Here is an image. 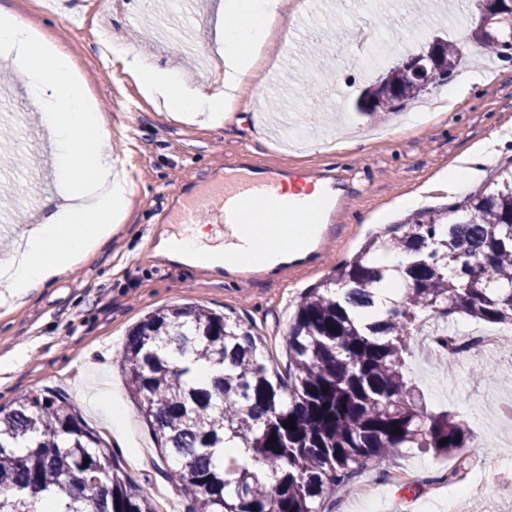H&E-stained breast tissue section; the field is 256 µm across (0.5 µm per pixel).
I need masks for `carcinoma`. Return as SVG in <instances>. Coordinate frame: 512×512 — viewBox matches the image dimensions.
I'll return each mask as SVG.
<instances>
[{
  "label": "carcinoma",
  "instance_id": "1",
  "mask_svg": "<svg viewBox=\"0 0 512 512\" xmlns=\"http://www.w3.org/2000/svg\"><path fill=\"white\" fill-rule=\"evenodd\" d=\"M471 38L511 61L512 15L477 25ZM419 56L426 82L393 64L357 111L401 109L452 78L462 60L437 36ZM387 235L304 292L288 329L285 376L266 366L251 327L201 305L152 311L131 329L120 366L161 460L175 466L167 476L185 512H323L359 470L401 448L459 458L474 447L467 421L432 409L409 381L406 359L425 313L443 324L436 357L449 360L458 320L512 328V166L494 171L484 190L412 214ZM392 250L408 256V288L386 317L362 324L357 315L374 310L386 278L375 255ZM187 355L228 370L193 384L173 360ZM39 496L48 512H157L100 432L49 389L0 408V500L10 512H34Z\"/></svg>",
  "mask_w": 512,
  "mask_h": 512
}]
</instances>
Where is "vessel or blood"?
I'll use <instances>...</instances> for the list:
<instances>
[{"label":"vessel or blood","mask_w":512,"mask_h":512,"mask_svg":"<svg viewBox=\"0 0 512 512\" xmlns=\"http://www.w3.org/2000/svg\"><path fill=\"white\" fill-rule=\"evenodd\" d=\"M240 166L239 160L225 161L224 174L213 175L211 187L193 192L177 191L179 223H197L200 214L204 213L229 230L237 224L242 207L256 202L274 203L287 228L285 241L288 248H305L313 255L321 253L324 242L333 233L336 212L350 191L336 172L301 168L272 171L256 166L251 175L240 177L236 174ZM317 183L326 187L325 204L320 213L322 224L317 231L296 236L293 227L309 214V195Z\"/></svg>","instance_id":"vessel-or-blood-1"}]
</instances>
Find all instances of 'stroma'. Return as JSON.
<instances>
[{
	"label": "stroma",
	"mask_w": 512,
	"mask_h": 512,
	"mask_svg": "<svg viewBox=\"0 0 512 512\" xmlns=\"http://www.w3.org/2000/svg\"><path fill=\"white\" fill-rule=\"evenodd\" d=\"M155 0H55L53 11L32 24L73 59L102 103L113 153L131 186L128 216L108 247L87 255L52 287L33 293L13 308L0 307V407L21 394L47 389L64 393L123 460L127 473L153 497L157 512H184L182 497L159 469L156 442L131 402L118 360L129 330L149 311L194 301L248 323L264 342L270 367L288 365V324L307 288L334 275L367 241L407 215L402 205L414 197L418 208L453 204L459 193L444 183L451 168L472 170L473 188L512 159V63L485 56L470 34L479 17L476 0H288V42H271L262 52L268 78L254 104L234 112L223 129L213 130L157 111L119 65L101 62L96 27L128 35L141 33L132 51L151 66L177 70L201 92L224 88V66L204 73L196 53L186 50V18L201 32L200 49L212 52L224 23V0H182L167 21L170 35L155 40L149 27ZM460 46L471 69L489 71L486 84L462 95L435 122L404 129V120L368 119L355 102L380 74L370 64L379 57L393 64L420 49L419 31ZM368 41L351 49L358 32ZM499 134L492 161L480 148ZM245 155L266 168L336 169L354 188L336 217V232L322 257L307 267L278 259L267 276L245 283L223 268L170 257L162 248L146 251L147 238L165 239L181 230L172 221L168 194L178 185L198 190L225 156ZM481 359L464 360L448 389L435 386L417 358H409L412 379L429 404L464 416L483 438L470 458L471 469L512 466V446L496 429L499 409L490 388H512V379L476 382ZM117 400L127 413L124 433H115L105 406ZM423 448H402L381 468L359 473L354 487L337 498L330 512L358 506L360 489L377 485L369 512H443V499H458L463 485L435 497L430 483L455 468ZM405 473L404 481L383 483L384 471Z\"/></svg>",
	"instance_id": "obj_1"
}]
</instances>
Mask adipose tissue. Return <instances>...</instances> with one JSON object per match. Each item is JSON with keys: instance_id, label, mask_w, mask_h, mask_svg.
<instances>
[{"instance_id": "1", "label": "adipose tissue", "mask_w": 512, "mask_h": 512, "mask_svg": "<svg viewBox=\"0 0 512 512\" xmlns=\"http://www.w3.org/2000/svg\"><path fill=\"white\" fill-rule=\"evenodd\" d=\"M287 0H225L224 90L206 95L176 72L144 65L123 39L110 37L105 46L159 111L203 115L211 127L224 124L231 102L254 64L253 50L266 46L277 15ZM0 58L9 62L41 105L60 164V192L51 209L24 232V248L0 261V301L9 302L46 288L89 253L106 247L126 213L128 187L112 163V141L96 100L68 81L73 64L34 27L9 0H0ZM237 241L210 246L204 224L186 228L165 245L168 254L208 255L211 262L239 261V241L253 254L266 255L282 244L281 216L265 205L260 216L245 212Z\"/></svg>"}]
</instances>
